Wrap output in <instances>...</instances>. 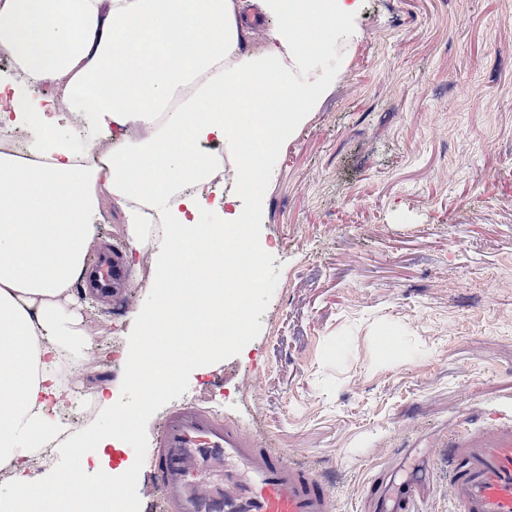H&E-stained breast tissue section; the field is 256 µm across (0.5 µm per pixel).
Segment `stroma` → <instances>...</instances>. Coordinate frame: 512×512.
<instances>
[{
    "instance_id": "obj_1",
    "label": "stroma",
    "mask_w": 512,
    "mask_h": 512,
    "mask_svg": "<svg viewBox=\"0 0 512 512\" xmlns=\"http://www.w3.org/2000/svg\"><path fill=\"white\" fill-rule=\"evenodd\" d=\"M362 28L344 79L268 170L246 340L186 368L123 447L86 457L88 480L133 467L128 512H147L141 471L183 403L258 426L322 474L339 512H359L377 467L445 424L512 420V0H367ZM127 279L78 299L106 348L133 342L149 304V265ZM228 367L259 377L255 398ZM100 379L73 380L87 416L42 481L138 402L133 387L89 399Z\"/></svg>"
}]
</instances>
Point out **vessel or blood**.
<instances>
[{
	"label": "vessel or blood",
	"mask_w": 512,
	"mask_h": 512,
	"mask_svg": "<svg viewBox=\"0 0 512 512\" xmlns=\"http://www.w3.org/2000/svg\"><path fill=\"white\" fill-rule=\"evenodd\" d=\"M116 257L92 264L89 286L121 288ZM401 481L372 478L365 512H416L433 482L434 456L402 449ZM145 467L158 512H336L321 475L268 447L239 419L187 403L170 409ZM448 498L457 512H512V424L468 433L448 450Z\"/></svg>",
	"instance_id": "obj_1"
}]
</instances>
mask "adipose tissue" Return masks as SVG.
<instances>
[{
  "instance_id": "1",
  "label": "adipose tissue",
  "mask_w": 512,
  "mask_h": 512,
  "mask_svg": "<svg viewBox=\"0 0 512 512\" xmlns=\"http://www.w3.org/2000/svg\"><path fill=\"white\" fill-rule=\"evenodd\" d=\"M364 0H0L12 111L0 126V470L8 512H112L125 477L32 476L74 404L61 368L84 372L99 343L71 306L106 207L128 252L154 270L151 303L119 371L133 386L120 445L174 387L171 365L224 353L245 332L263 260L250 250L272 159L315 111L362 37ZM267 29L248 26L253 15ZM66 123L68 136L53 132ZM252 148L242 153V141ZM231 184L213 224L198 215Z\"/></svg>"
}]
</instances>
